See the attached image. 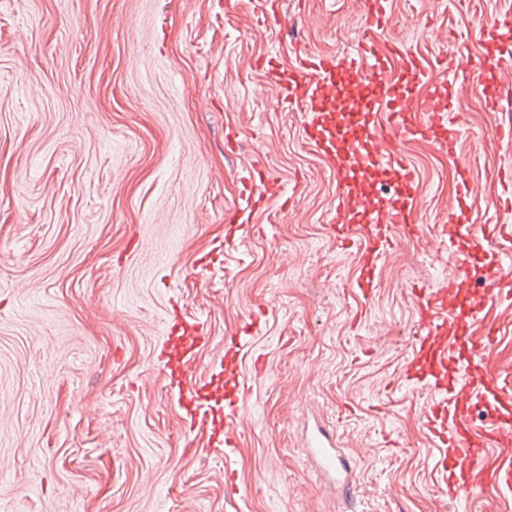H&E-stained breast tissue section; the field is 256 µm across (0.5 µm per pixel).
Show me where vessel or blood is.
<instances>
[{"label": "vessel or blood", "instance_id": "obj_1", "mask_svg": "<svg viewBox=\"0 0 512 512\" xmlns=\"http://www.w3.org/2000/svg\"><path fill=\"white\" fill-rule=\"evenodd\" d=\"M303 96L313 102L322 101L329 114L323 122L315 111H308L303 124L308 138L335 160L338 172L367 173L375 160L370 144L397 143L406 131L405 122L392 118L388 123L357 132L355 110L364 105L423 113L436 142L449 151L455 148L457 132L445 125L439 98L415 99L406 95L400 85L386 81L371 42L360 43L340 60L316 55L301 58L281 97L292 100ZM386 162L395 172V197L382 206L368 193L343 196L328 218L337 236H345L348 224L357 220L367 225L412 223L410 191L416 181L415 171L396 153L388 154ZM383 242L379 235L368 238L361 287L372 284ZM475 276L474 269L465 264L459 275L428 290L425 299L430 315L416 361L417 379L435 395L425 415V425L435 438L441 474L460 494L473 489V468L477 462L492 458L498 449L512 446V413L498 406L495 379L487 375L482 364L486 342L473 340L465 333L455 338L448 335V317L456 313L460 300L467 297ZM168 335L170 348L165 367L169 378L182 388V407L190 413L206 411L215 443L237 447V424L243 411L236 370L239 337L227 340L223 375L204 376L199 374L195 359L197 349L207 341L202 325L195 320L175 318L168 325ZM479 401L492 414L483 431L476 430L471 421V412ZM313 446L323 468L332 470L340 464L330 435H321Z\"/></svg>", "mask_w": 512, "mask_h": 512}]
</instances>
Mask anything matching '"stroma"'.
I'll list each match as a JSON object with an SVG mask.
<instances>
[{
	"label": "stroma",
	"mask_w": 512,
	"mask_h": 512,
	"mask_svg": "<svg viewBox=\"0 0 512 512\" xmlns=\"http://www.w3.org/2000/svg\"><path fill=\"white\" fill-rule=\"evenodd\" d=\"M373 41L394 75L437 96L459 134L443 151L419 114L394 149L417 171L412 226L391 224L369 293L361 224H327L335 163L306 137L280 75L362 39L357 0H0V512H512V492L453 497L413 379L420 289L476 259L495 289L474 335L512 404V102L457 92L447 53L512 56L485 26L512 0H384ZM268 174L279 195L246 183ZM466 189L467 222L448 213ZM208 266H201L204 256ZM209 339L201 373L254 323L241 353L237 447L189 425L165 375L172 316ZM353 469L315 470L307 421ZM245 495L233 494V486Z\"/></svg>",
	"instance_id": "obj_1"
}]
</instances>
